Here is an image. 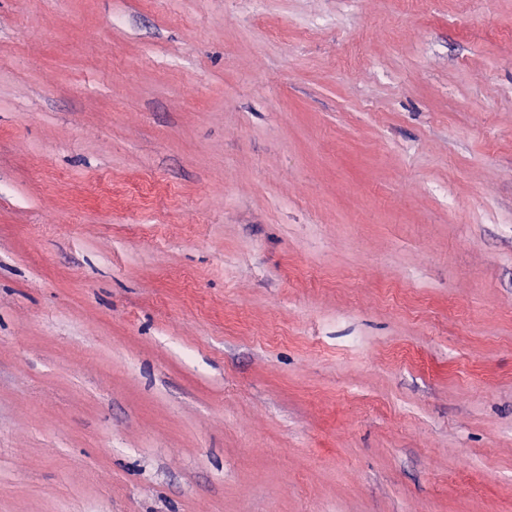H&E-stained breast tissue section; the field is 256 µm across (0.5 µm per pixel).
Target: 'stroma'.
<instances>
[{"label": "stroma", "instance_id": "1", "mask_svg": "<svg viewBox=\"0 0 512 512\" xmlns=\"http://www.w3.org/2000/svg\"><path fill=\"white\" fill-rule=\"evenodd\" d=\"M0 512H512V0H0Z\"/></svg>", "mask_w": 512, "mask_h": 512}]
</instances>
